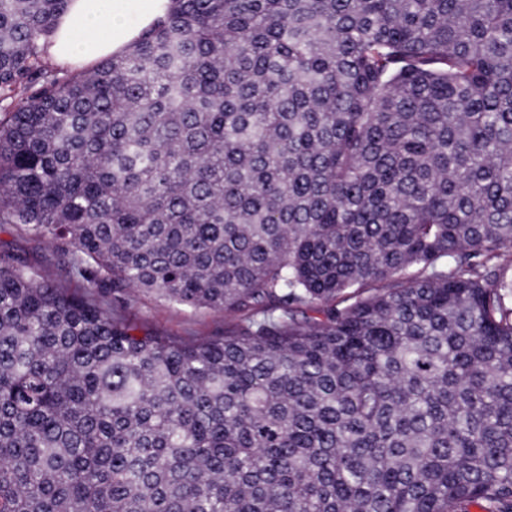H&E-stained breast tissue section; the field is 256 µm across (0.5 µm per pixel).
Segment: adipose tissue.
Listing matches in <instances>:
<instances>
[{"label": "adipose tissue", "mask_w": 512, "mask_h": 512, "mask_svg": "<svg viewBox=\"0 0 512 512\" xmlns=\"http://www.w3.org/2000/svg\"><path fill=\"white\" fill-rule=\"evenodd\" d=\"M170 0H68L47 46L61 66L91 67L125 51L163 19Z\"/></svg>", "instance_id": "adipose-tissue-1"}]
</instances>
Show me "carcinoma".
I'll return each instance as SVG.
<instances>
[{
	"mask_svg": "<svg viewBox=\"0 0 512 512\" xmlns=\"http://www.w3.org/2000/svg\"><path fill=\"white\" fill-rule=\"evenodd\" d=\"M66 4L0 0V226L64 274L0 252V512H512V0H171L45 79ZM114 296L125 302L128 319L141 327L199 338L224 334V313L190 308L148 293L117 292Z\"/></svg>",
	"mask_w": 512,
	"mask_h": 512,
	"instance_id": "obj_1",
	"label": "carcinoma"
}]
</instances>
